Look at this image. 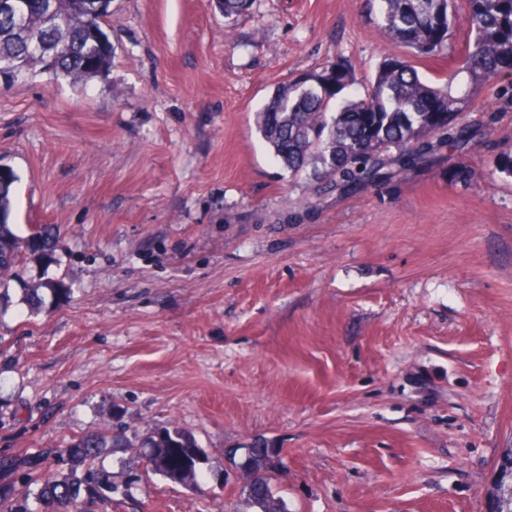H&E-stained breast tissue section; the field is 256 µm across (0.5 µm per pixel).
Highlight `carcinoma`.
<instances>
[{"instance_id": "cac0c4a2", "label": "carcinoma", "mask_w": 512, "mask_h": 512, "mask_svg": "<svg viewBox=\"0 0 512 512\" xmlns=\"http://www.w3.org/2000/svg\"><path fill=\"white\" fill-rule=\"evenodd\" d=\"M27 19L20 28L10 13L0 9V59L15 66L11 79L45 73L66 80L75 88L102 78L112 66L114 47L105 28L112 0L89 17L95 0H24ZM377 25L387 37L409 51L428 58L448 51V40L434 41L435 29L453 31L459 13L457 0H377ZM252 0H219L224 18L231 20L251 8ZM470 39L457 65L439 85L426 81L411 62L396 55L382 56L367 92L342 103L337 96L353 80L342 59L275 88L257 112V130L283 167L293 176L311 168L319 175L317 192L346 190L371 184L387 171L426 159L435 144L458 148L475 132L453 125L463 110L469 87L487 84L512 70V0H466ZM42 36L48 47L27 49L28 40ZM19 177L14 169L0 173V286L4 277L22 278L29 262L48 264L56 248L57 230L35 224L28 234L16 232L14 190ZM64 293L47 280L25 289L31 310H39L42 291ZM149 449V468L161 477L189 484L195 480L202 450L194 436L179 428H159L144 436L94 432L58 448L54 454L88 465V475L71 472L55 476L30 467L36 497L57 504L63 512H105L112 504V475L96 470L95 461L112 455L114 448ZM234 466L244 471L242 493L251 512H288L275 491L280 449L256 438L239 450H225Z\"/></svg>"}]
</instances>
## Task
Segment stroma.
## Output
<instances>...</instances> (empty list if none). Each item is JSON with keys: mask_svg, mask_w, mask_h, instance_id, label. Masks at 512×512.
Here are the masks:
<instances>
[{"mask_svg": "<svg viewBox=\"0 0 512 512\" xmlns=\"http://www.w3.org/2000/svg\"><path fill=\"white\" fill-rule=\"evenodd\" d=\"M370 0H112L115 54L76 93L0 83V162L20 226L60 230L30 314L0 300V460L94 430L179 427L191 486L107 457L112 512H247L226 456L281 450L289 512H487L512 448V76L478 87V128L379 183L316 194L256 113L274 88L348 59L363 94L403 54ZM23 290L25 291V301L32 312L38 311L44 303L42 292H39L40 290H46L55 296L64 293V288H60V284L53 280H47L39 283L35 288H23Z\"/></svg>", "mask_w": 512, "mask_h": 512, "instance_id": "1", "label": "stroma"}]
</instances>
